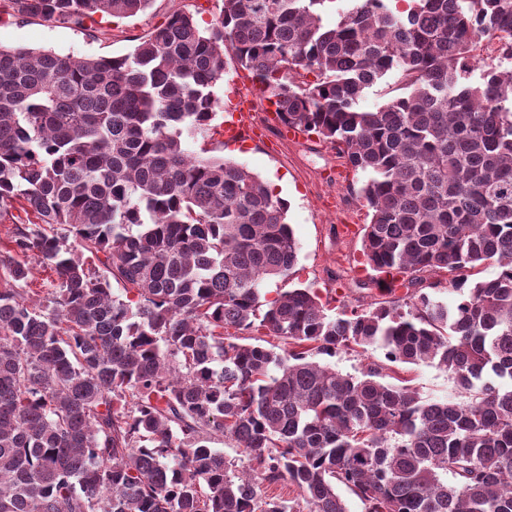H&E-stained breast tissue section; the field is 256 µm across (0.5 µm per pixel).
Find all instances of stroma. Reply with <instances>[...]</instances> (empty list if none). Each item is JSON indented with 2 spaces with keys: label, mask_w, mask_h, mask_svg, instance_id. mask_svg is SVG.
Listing matches in <instances>:
<instances>
[{
  "label": "stroma",
  "mask_w": 512,
  "mask_h": 512,
  "mask_svg": "<svg viewBox=\"0 0 512 512\" xmlns=\"http://www.w3.org/2000/svg\"><path fill=\"white\" fill-rule=\"evenodd\" d=\"M197 0H153L141 15L111 19L110 33L84 30L67 24L0 18V47L50 50L60 55L116 57L133 51L140 37L176 10L193 9ZM224 113H217L208 130L189 139L191 152L224 157L243 164L260 178L286 180L290 191L287 222L299 245L296 287L315 289L330 304L346 298L373 301L381 292L372 280L374 271L363 264L359 229L368 221L367 210L356 198V186L338 180L343 169L331 145L317 136L292 140L265 107H258L252 122L262 139L225 145L221 132Z\"/></svg>",
  "instance_id": "stroma-1"
}]
</instances>
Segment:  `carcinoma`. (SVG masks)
Here are the masks:
<instances>
[{
    "mask_svg": "<svg viewBox=\"0 0 512 512\" xmlns=\"http://www.w3.org/2000/svg\"><path fill=\"white\" fill-rule=\"evenodd\" d=\"M4 2L82 26L152 0ZM334 2L222 0L205 30L176 11L118 57L0 48V221L33 215L0 240V512H348L341 486L365 512H512V0H349L327 29ZM230 60L358 176L383 299H262L296 274L288 203L182 141ZM387 76L401 93L362 110ZM444 272L470 285L451 308ZM357 347L384 360L318 359ZM420 364L459 400L383 382ZM281 481L296 495H262ZM369 357V359H367ZM371 358V359H370ZM322 362L328 363L342 373L360 375L362 368L369 360H384L382 350H376L367 354L358 352H340L335 357L319 356Z\"/></svg>",
    "mask_w": 512,
    "mask_h": 512,
    "instance_id": "1",
    "label": "carcinoma"
}]
</instances>
